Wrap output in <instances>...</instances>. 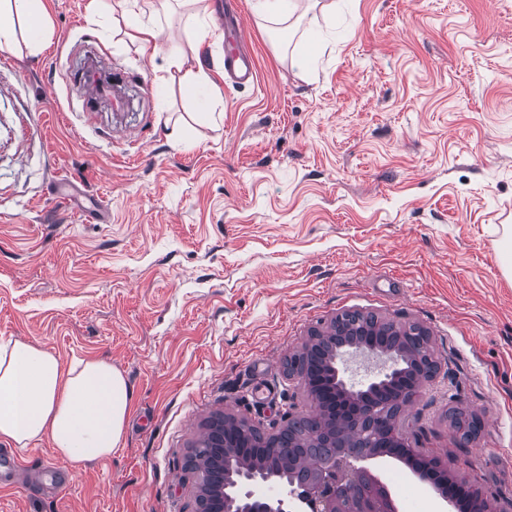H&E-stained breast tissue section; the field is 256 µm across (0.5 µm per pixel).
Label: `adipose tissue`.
I'll list each match as a JSON object with an SVG mask.
<instances>
[{"instance_id": "ef3b65f1", "label": "adipose tissue", "mask_w": 512, "mask_h": 512, "mask_svg": "<svg viewBox=\"0 0 512 512\" xmlns=\"http://www.w3.org/2000/svg\"><path fill=\"white\" fill-rule=\"evenodd\" d=\"M44 0H0V50H12L17 39L37 48L50 37ZM152 82L167 95L173 74L195 104L194 116L211 112L205 95L212 80L204 69L188 70L182 55L165 53ZM132 391L111 362L76 359L62 363L45 346L0 341V440L19 448L48 439L65 465L77 470L111 458L122 439Z\"/></svg>"}]
</instances>
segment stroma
I'll list each match as a JSON object with an SVG mask.
<instances>
[{
    "instance_id": "1",
    "label": "stroma",
    "mask_w": 512,
    "mask_h": 512,
    "mask_svg": "<svg viewBox=\"0 0 512 512\" xmlns=\"http://www.w3.org/2000/svg\"><path fill=\"white\" fill-rule=\"evenodd\" d=\"M46 2L49 43L0 51V340L109 360L132 403L105 462L21 449L0 512H194L205 422L274 433L311 413L288 356L354 309L432 337L438 374L401 413L410 446L512 500V0H320L335 9L312 37L237 0L245 85L224 79L227 0H192L159 45L216 84L204 122L179 80L161 99L111 10ZM311 41L303 79L288 47ZM91 51L126 80L138 143L76 79ZM94 202L102 219L81 222ZM453 408L483 422L464 448ZM375 464L400 476L401 512H455L403 460Z\"/></svg>"
}]
</instances>
